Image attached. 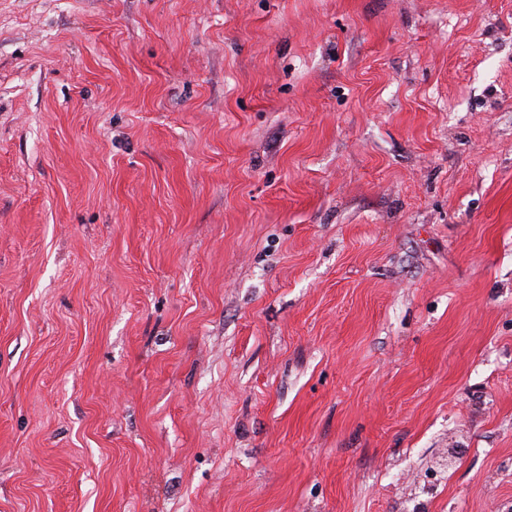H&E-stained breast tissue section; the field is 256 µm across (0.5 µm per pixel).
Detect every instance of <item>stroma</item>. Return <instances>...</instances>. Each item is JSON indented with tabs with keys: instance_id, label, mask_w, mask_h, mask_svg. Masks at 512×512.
<instances>
[{
	"instance_id": "35a3bbf8",
	"label": "stroma",
	"mask_w": 512,
	"mask_h": 512,
	"mask_svg": "<svg viewBox=\"0 0 512 512\" xmlns=\"http://www.w3.org/2000/svg\"><path fill=\"white\" fill-rule=\"evenodd\" d=\"M413 496L512 501V0H0V512Z\"/></svg>"
}]
</instances>
